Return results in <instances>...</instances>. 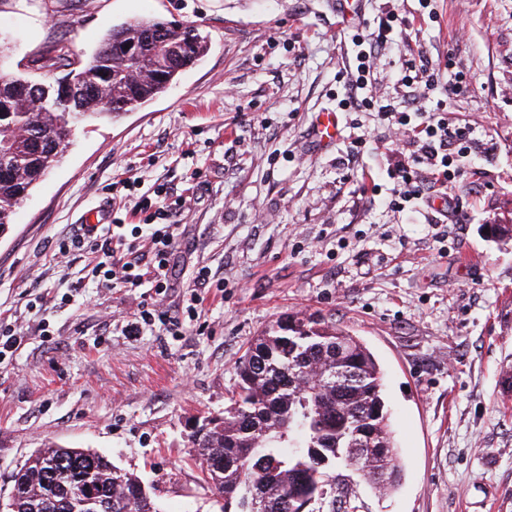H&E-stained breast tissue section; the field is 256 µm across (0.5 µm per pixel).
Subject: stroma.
Instances as JSON below:
<instances>
[{
    "label": "stroma",
    "instance_id": "obj_1",
    "mask_svg": "<svg viewBox=\"0 0 512 512\" xmlns=\"http://www.w3.org/2000/svg\"><path fill=\"white\" fill-rule=\"evenodd\" d=\"M341 0H0L8 69L48 80L33 58L56 42L79 57L112 26L191 22L210 49L166 92L117 119L78 128L61 161L0 231V311L24 342L0 368V499L12 474L51 440L106 456L143 481L161 512H224L202 482L190 436L223 415L248 343L279 317L313 313L362 339L386 377L403 477L380 494L337 467L354 512H512V244L486 228L512 222V0H362L368 29L395 15L388 43L354 46ZM377 50L382 103L433 109L439 89L406 85L403 65L424 58L446 84L463 70L469 92L448 119L479 144L458 158L448 190L464 223L449 235L418 203L382 200L398 156L376 113L341 105L359 52ZM455 69H442L445 60ZM339 113L340 137L321 143L315 118ZM364 154L351 162L350 146ZM186 198L169 305L195 266L210 289L191 326L137 336L123 328L140 288H100L61 310L88 272L86 257L57 264V240L84 215L142 222L143 193Z\"/></svg>",
    "mask_w": 512,
    "mask_h": 512
}]
</instances>
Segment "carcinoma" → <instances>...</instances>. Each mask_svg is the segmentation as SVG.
<instances>
[{"mask_svg": "<svg viewBox=\"0 0 512 512\" xmlns=\"http://www.w3.org/2000/svg\"><path fill=\"white\" fill-rule=\"evenodd\" d=\"M136 43L133 58L125 45ZM209 51L193 25L137 20L112 27L84 61L65 43L36 59L40 69H63L50 81L0 71V230L59 161L78 125L95 116L117 117L164 93ZM138 67L144 78L132 80ZM343 372L341 383L310 382L309 370ZM238 383L224 416L191 440L206 462L204 482L224 498V509L253 512V492L267 488L263 512H296L311 496L328 512H348L347 491L336 483V464L348 465L357 432L374 430L369 453L395 478L402 466L385 400L383 370L356 336L312 315L293 313L257 337L237 361ZM21 494L16 512H160L132 474L104 457L46 441L14 475Z\"/></svg>", "mask_w": 512, "mask_h": 512, "instance_id": "1", "label": "carcinoma"}]
</instances>
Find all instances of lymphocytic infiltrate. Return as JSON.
<instances>
[{"mask_svg":"<svg viewBox=\"0 0 512 512\" xmlns=\"http://www.w3.org/2000/svg\"><path fill=\"white\" fill-rule=\"evenodd\" d=\"M356 86L361 96H350L346 108L355 112L374 110L396 138L395 151L399 161L388 172L394 183L387 201L389 208L403 210L406 203L427 198L430 185L447 186L454 181L453 167L457 156L471 151L476 138L468 124L449 123L440 111H398L394 106L378 101L368 92L366 75H358ZM185 202L178 199L143 197L141 212L144 223L125 228L121 219L110 224H79L57 242V260L74 253L93 255L89 281H76L74 290L93 283L105 288H145L148 301L126 326L128 335H138L142 328L162 324L182 328L186 321L199 315L204 292L213 287L208 267H198L191 275L190 290L180 305L169 307L164 300L173 286L172 257L180 245L182 232L176 224Z\"/></svg>","mask_w":512,"mask_h":512,"instance_id":"f902f5d3","label":"lymphocytic infiltrate"}]
</instances>
